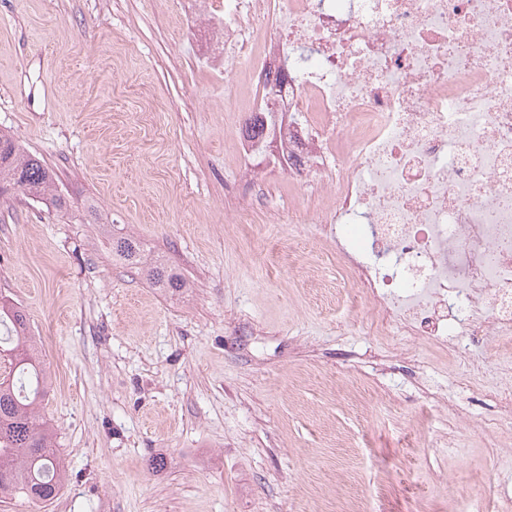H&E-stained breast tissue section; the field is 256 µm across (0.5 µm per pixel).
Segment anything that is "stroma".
Wrapping results in <instances>:
<instances>
[{
    "label": "stroma",
    "mask_w": 512,
    "mask_h": 512,
    "mask_svg": "<svg viewBox=\"0 0 512 512\" xmlns=\"http://www.w3.org/2000/svg\"><path fill=\"white\" fill-rule=\"evenodd\" d=\"M224 0H0V131L53 167L61 211L0 197V294L25 311L67 479L0 512H457L512 485V429L425 339L379 334L310 191L238 157ZM264 176L240 186L244 164ZM166 255L172 297L86 208Z\"/></svg>",
    "instance_id": "obj_1"
}]
</instances>
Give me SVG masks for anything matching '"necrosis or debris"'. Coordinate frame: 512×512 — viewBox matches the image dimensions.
I'll return each instance as SVG.
<instances>
[{
  "label": "necrosis or debris",
  "mask_w": 512,
  "mask_h": 512,
  "mask_svg": "<svg viewBox=\"0 0 512 512\" xmlns=\"http://www.w3.org/2000/svg\"><path fill=\"white\" fill-rule=\"evenodd\" d=\"M224 42L240 111L288 113L313 223L355 230L342 255L377 328L448 351L496 403L484 432L512 428V0H224Z\"/></svg>",
  "instance_id": "4bbe7bcc"
}]
</instances>
